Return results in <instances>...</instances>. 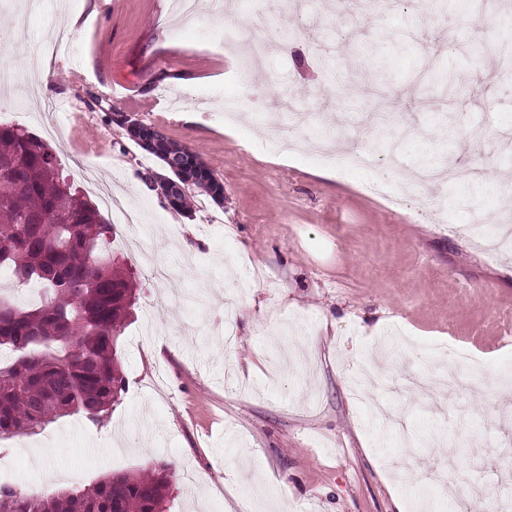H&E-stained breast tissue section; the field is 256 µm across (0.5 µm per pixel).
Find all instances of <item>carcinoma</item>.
<instances>
[{
    "instance_id": "1",
    "label": "carcinoma",
    "mask_w": 512,
    "mask_h": 512,
    "mask_svg": "<svg viewBox=\"0 0 512 512\" xmlns=\"http://www.w3.org/2000/svg\"><path fill=\"white\" fill-rule=\"evenodd\" d=\"M143 150L160 161L181 152L180 182L211 195L221 183L193 149L163 139ZM112 225L88 201L57 151L27 128L0 125V269L43 290L36 306L0 294V439L36 434L57 419L82 415L92 425L126 391L117 357L135 284L106 249ZM171 465L117 473L82 490L27 491L0 484V512H165Z\"/></svg>"
}]
</instances>
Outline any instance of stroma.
Returning a JSON list of instances; mask_svg holds the SVG:
<instances>
[{
    "mask_svg": "<svg viewBox=\"0 0 512 512\" xmlns=\"http://www.w3.org/2000/svg\"><path fill=\"white\" fill-rule=\"evenodd\" d=\"M261 1L274 23L290 24L278 0L184 19L170 0H54L21 25L0 0V48L15 72L0 125L47 137L63 166L81 158L141 218L137 231L112 219L108 246L138 282L118 351L121 404L99 426L75 414L1 439L0 483L83 488L164 462L167 512H225V499L257 484L268 494L256 512H448V496L426 482L438 468L472 477L471 507L485 512L512 489V253L485 251L468 205L497 214L512 170V87L496 53L505 0L478 15L444 0L443 26L414 0H384L378 22L346 0L332 70L297 33L246 70L225 51L224 26L245 25ZM70 15L85 21L82 34L44 57ZM388 40L393 54L356 51ZM472 77L487 78L483 98ZM161 87L183 95L194 122L173 120ZM284 88L321 123L346 121L354 150L375 110L421 127L392 137L400 183L427 155L484 175L424 186L446 206L445 224L393 211L364 192L365 170L262 150L256 105ZM46 98L67 107L52 137L34 119ZM228 100L243 104L230 127ZM108 106L139 111L198 151L224 183L223 204L195 191L182 212L149 190L141 174L162 164L108 123ZM152 262L170 267L165 288Z\"/></svg>",
    "mask_w": 512,
    "mask_h": 512,
    "instance_id": "obj_1",
    "label": "stroma"
}]
</instances>
